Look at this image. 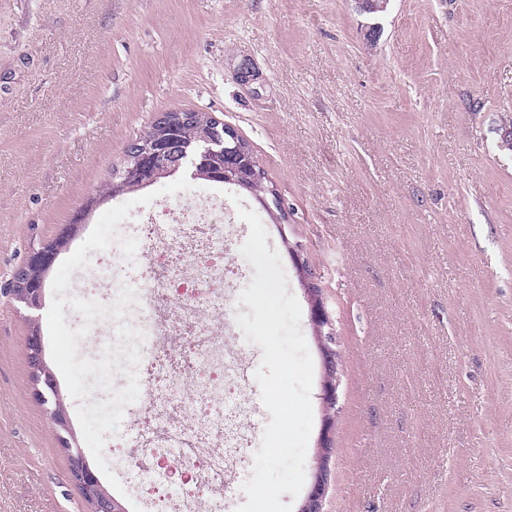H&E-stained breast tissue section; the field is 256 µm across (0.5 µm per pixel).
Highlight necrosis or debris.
<instances>
[{
    "mask_svg": "<svg viewBox=\"0 0 512 512\" xmlns=\"http://www.w3.org/2000/svg\"><path fill=\"white\" fill-rule=\"evenodd\" d=\"M224 197L173 208L162 204L138 226L145 247L135 275L117 272L112 255L94 261L83 296L108 305L122 286L135 288L125 323L144 335L136 367L140 412L136 443L112 442L117 468L149 459L146 493L129 492L137 512H218L229 476L245 455L241 420L250 410L240 363L224 350L214 317L224 313V285L234 268L224 256Z\"/></svg>",
    "mask_w": 512,
    "mask_h": 512,
    "instance_id": "4bbe7bcc",
    "label": "necrosis or debris"
}]
</instances>
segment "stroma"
Here are the masks:
<instances>
[{
	"label": "stroma",
	"mask_w": 512,
	"mask_h": 512,
	"mask_svg": "<svg viewBox=\"0 0 512 512\" xmlns=\"http://www.w3.org/2000/svg\"><path fill=\"white\" fill-rule=\"evenodd\" d=\"M174 109L234 127L280 199L284 220L260 219L313 359L323 512H512V0H0V512H90L28 362L53 290L34 310L12 281ZM241 207L224 203L239 291ZM308 282L338 356L330 408ZM246 310L224 308L252 376L245 480L271 419Z\"/></svg>",
	"instance_id": "35a3bbf8"
}]
</instances>
